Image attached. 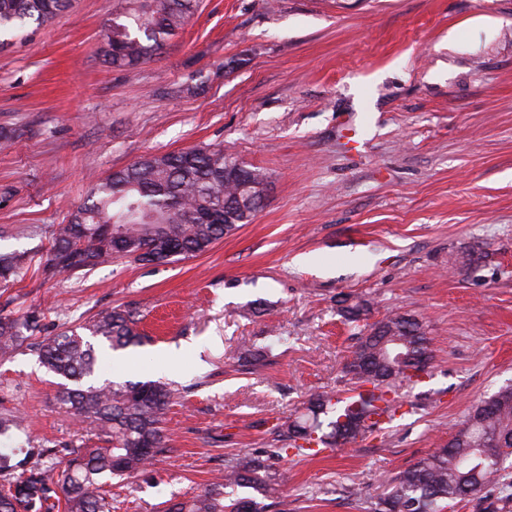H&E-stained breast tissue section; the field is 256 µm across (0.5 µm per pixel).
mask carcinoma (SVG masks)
Instances as JSON below:
<instances>
[{
	"mask_svg": "<svg viewBox=\"0 0 512 512\" xmlns=\"http://www.w3.org/2000/svg\"><path fill=\"white\" fill-rule=\"evenodd\" d=\"M124 20H112L99 55L116 68L136 66L157 54L194 15L197 0H125ZM70 5V0H0V49L7 36L38 28ZM229 156L221 148H192L146 154L94 184L86 201L58 226L41 263L52 277L92 270L116 257L136 262L167 263L208 251L217 241L252 222L256 211L233 205L242 181L224 173ZM33 258L24 252L0 251V283L22 280ZM342 308L350 323L363 329L345 364L358 388L372 386L367 398L339 399L319 393L308 413L278 431L282 457L300 456L314 445L334 448L353 443L381 427L368 421L374 402H386L390 416L402 404L392 384L416 377L426 367L431 339L422 324L395 312L366 323L371 302L359 299ZM134 320L111 310L85 326L92 337L118 351L140 343ZM41 332V315L24 319L0 315V352L20 347ZM41 364L65 380L57 396L81 422L98 430L104 445L80 448L62 459L13 477L0 487V512H112L107 478H135L146 463L166 451L162 426L174 390L152 382H94L97 356L83 333L65 330L38 343ZM512 458V387L475 407L457 424L448 443L398 472L377 497L373 512H442L499 483ZM287 481L269 458L247 455L224 467V482L167 512H263L257 502L227 499L224 488L249 487L272 498Z\"/></svg>",
	"mask_w": 512,
	"mask_h": 512,
	"instance_id": "obj_1",
	"label": "carcinoma"
}]
</instances>
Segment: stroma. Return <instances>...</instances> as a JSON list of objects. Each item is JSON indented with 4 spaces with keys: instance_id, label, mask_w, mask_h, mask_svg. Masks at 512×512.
<instances>
[{
    "instance_id": "obj_1",
    "label": "stroma",
    "mask_w": 512,
    "mask_h": 512,
    "mask_svg": "<svg viewBox=\"0 0 512 512\" xmlns=\"http://www.w3.org/2000/svg\"><path fill=\"white\" fill-rule=\"evenodd\" d=\"M123 0H72L0 50V249L45 255L92 185L148 153L220 147L268 176L252 223L169 264L117 257L0 286V314L53 335L119 308L141 345L102 353L99 380L168 383L167 450L112 512H162L230 460L272 452L314 393L346 396L352 330L414 315L432 336L403 413L313 456L264 512H372L384 479L447 443L512 385V0H200L160 53L117 70L98 53ZM475 262L460 267L464 252ZM265 351L256 370L238 359ZM35 340L0 354V459L19 445L98 443L61 408ZM363 487L354 499L351 486Z\"/></svg>"
}]
</instances>
